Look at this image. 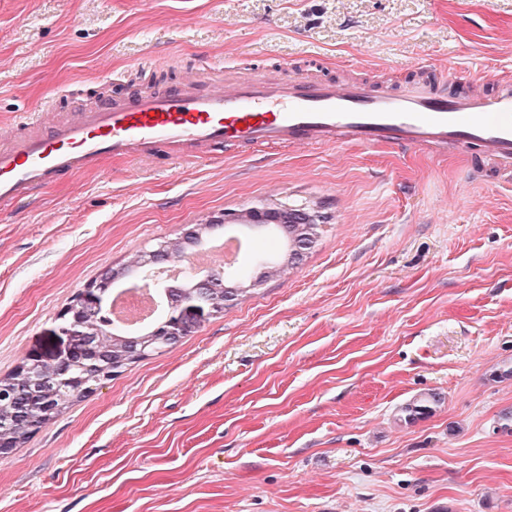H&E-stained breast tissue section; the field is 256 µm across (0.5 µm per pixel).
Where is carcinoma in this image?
I'll return each instance as SVG.
<instances>
[{
	"instance_id": "cac0c4a2",
	"label": "carcinoma",
	"mask_w": 512,
	"mask_h": 512,
	"mask_svg": "<svg viewBox=\"0 0 512 512\" xmlns=\"http://www.w3.org/2000/svg\"><path fill=\"white\" fill-rule=\"evenodd\" d=\"M301 214L294 222L271 228L264 238L255 241L258 257L265 268L274 273L286 266V258H277L283 248L290 252L303 249L304 240L299 232ZM210 240V233L191 236L171 250L157 255V262L169 263L181 259L189 250L196 249ZM249 279L243 272L227 275L216 271L212 287L202 290L196 287L193 276L186 275L169 285L163 295L164 306L158 315L163 318L170 302L184 301L207 293L214 297L224 295L226 288L233 287L243 297L249 293ZM96 339L85 345L75 344L76 351L65 360L44 359L37 364L18 367L17 371L0 379V443L4 453L21 446L33 433V426H43L59 415L69 405L92 391V387L110 379V373L132 366L162 349L151 336L148 325L136 333H128L118 327L95 323ZM440 402L436 393H426L400 409L399 420L410 424Z\"/></svg>"
}]
</instances>
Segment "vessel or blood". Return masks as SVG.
<instances>
[{
  "mask_svg": "<svg viewBox=\"0 0 512 512\" xmlns=\"http://www.w3.org/2000/svg\"><path fill=\"white\" fill-rule=\"evenodd\" d=\"M388 145L466 155L474 172L512 182V78L492 87L450 68L391 87L355 78L236 72L204 85L101 99L43 133L21 119L0 143V206L30 197L105 159L182 163L197 152Z\"/></svg>",
  "mask_w": 512,
  "mask_h": 512,
  "instance_id": "1",
  "label": "vessel or blood"
}]
</instances>
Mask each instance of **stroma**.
Returning <instances> with one entry per match:
<instances>
[{
    "instance_id": "stroma-1",
    "label": "stroma",
    "mask_w": 512,
    "mask_h": 512,
    "mask_svg": "<svg viewBox=\"0 0 512 512\" xmlns=\"http://www.w3.org/2000/svg\"><path fill=\"white\" fill-rule=\"evenodd\" d=\"M424 62L512 74V0H0V132L224 66ZM273 203L327 213L303 260L0 455V512H512V185L460 155L228 150L42 190L0 217V377L133 253ZM440 402V397L436 393H425L419 399L408 403L400 409L399 420L405 424L413 423L420 415L432 409V405Z\"/></svg>"
}]
</instances>
